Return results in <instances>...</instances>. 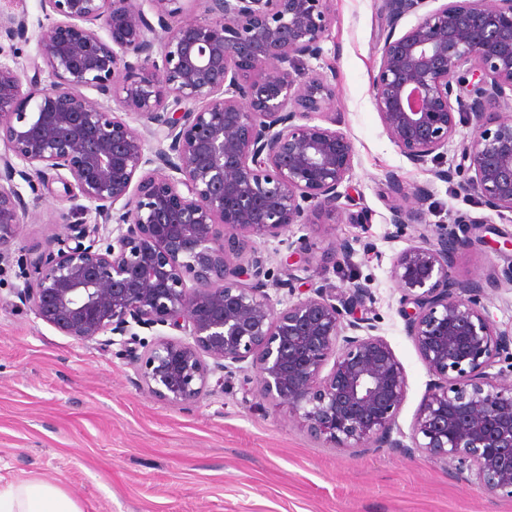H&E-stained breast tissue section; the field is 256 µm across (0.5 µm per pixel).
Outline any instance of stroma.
<instances>
[{"label":"stroma","mask_w":512,"mask_h":512,"mask_svg":"<svg viewBox=\"0 0 512 512\" xmlns=\"http://www.w3.org/2000/svg\"><path fill=\"white\" fill-rule=\"evenodd\" d=\"M0 13L26 14L29 42L0 41L20 64L36 54L47 19L40 0H0ZM383 0H334L322 60L309 66L327 76L339 127L357 151L346 185L355 210L332 224H295L289 238H309L314 258L297 276L304 286L343 290L368 281L371 314L403 365L407 398L398 423L409 430L426 389V369L404 330L393 257L428 227L465 212L486 220L487 245L459 251L462 279L512 265V214L497 216L477 196L457 193L430 168L412 165L389 140L372 103ZM429 185L430 208L404 237L388 233L394 199L385 176ZM18 189L29 210L19 243L42 244L70 204L61 183ZM339 238L373 243L348 263L323 255ZM17 266L0 265V481L37 478L59 486L82 512H512V499L482 494L470 474L421 454L365 453L314 439L283 407L263 401L236 378L192 407L155 400L135 383L120 345L102 349L63 336L17 306Z\"/></svg>","instance_id":"obj_1"}]
</instances>
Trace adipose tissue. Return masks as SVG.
Wrapping results in <instances>:
<instances>
[{
  "label": "adipose tissue",
  "instance_id": "adipose-tissue-1",
  "mask_svg": "<svg viewBox=\"0 0 512 512\" xmlns=\"http://www.w3.org/2000/svg\"><path fill=\"white\" fill-rule=\"evenodd\" d=\"M0 512H81L61 488L37 479L0 484Z\"/></svg>",
  "mask_w": 512,
  "mask_h": 512
}]
</instances>
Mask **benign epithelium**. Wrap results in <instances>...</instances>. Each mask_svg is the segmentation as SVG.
<instances>
[{"mask_svg": "<svg viewBox=\"0 0 512 512\" xmlns=\"http://www.w3.org/2000/svg\"><path fill=\"white\" fill-rule=\"evenodd\" d=\"M41 2L51 23L33 75L0 60V263L18 266L21 303L79 343L120 344L159 401L194 406L211 379L240 376L315 439L453 461L483 494L512 498V332L485 304L487 291L512 286V266L466 282L454 274L486 227L460 213L392 260L428 375L407 434L404 367L375 318L356 316L369 311V284L302 290L291 273L275 280L253 246L353 206L341 187L356 148L334 128L332 85L298 69L325 55L333 0ZM429 2L385 0L373 105L410 163H436L437 179L512 214V114L491 111L512 92V0ZM28 33L26 16H0L8 40ZM463 115L472 132L445 169ZM152 125L154 147L143 134ZM18 179L33 190L60 182L68 200L94 206V224L68 220L37 248L18 245ZM386 182L407 201L390 209L397 239L432 192ZM284 244L295 268L312 260L306 238ZM273 281L288 301L269 293ZM158 327L180 335L139 337Z\"/></svg>", "mask_w": 512, "mask_h": 512, "instance_id": "1", "label": "benign epithelium"}]
</instances>
